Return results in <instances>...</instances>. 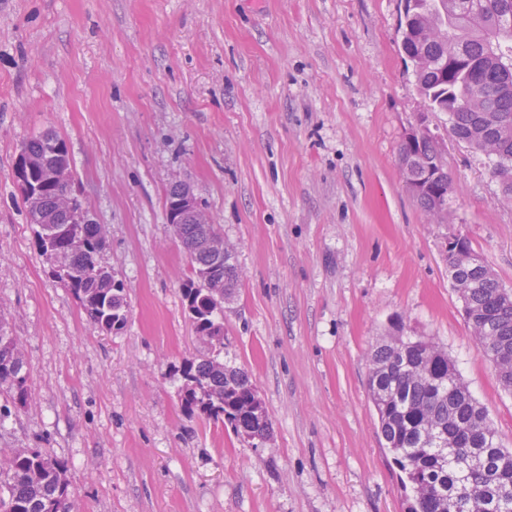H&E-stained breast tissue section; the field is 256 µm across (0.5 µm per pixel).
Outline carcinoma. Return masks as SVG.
Listing matches in <instances>:
<instances>
[{
  "mask_svg": "<svg viewBox=\"0 0 512 512\" xmlns=\"http://www.w3.org/2000/svg\"><path fill=\"white\" fill-rule=\"evenodd\" d=\"M416 9L399 19L405 31L426 17L448 26L442 39L411 47L431 66L414 69L421 94L433 112L448 113L450 131L473 149L485 152L493 137L498 152L488 154L503 197L512 199V0H415ZM465 65L448 71V58ZM38 167H21L29 223L39 227L38 243L53 272L77 299L90 323L118 333L128 322L124 285L98 263L106 246L102 225L84 218L88 211L72 192L71 182H54L51 173L72 169L67 146L55 132L26 143L19 155ZM399 165L409 189L426 213L448 210L453 182L441 161L438 139L403 140ZM222 235L218 224H177L175 238L188 258L189 274L182 299L195 335L210 353L179 369L190 382L182 406L238 436L266 440L272 422L253 407L256 392L248 373L230 367L216 353L224 348V301L235 293L241 274L235 253L219 257L207 240ZM451 278L466 285L460 296L474 323L481 354H502L497 371L503 387L512 390V295L504 292L488 265H469L448 253ZM368 385L381 435L394 455L403 488L425 490L405 499V512H454L453 501L468 498L474 512H512V450L503 446L486 410L460 381L448 354L431 355L427 340L405 336L372 346ZM29 370L6 320L0 317V397L16 410L28 401ZM431 415L445 424L452 448H434L423 440L422 425ZM0 512H73L66 464L40 448L11 452L0 463Z\"/></svg>",
  "mask_w": 512,
  "mask_h": 512,
  "instance_id": "carcinoma-1",
  "label": "carcinoma"
}]
</instances>
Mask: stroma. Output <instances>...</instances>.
I'll return each mask as SVG.
<instances>
[{
    "mask_svg": "<svg viewBox=\"0 0 512 512\" xmlns=\"http://www.w3.org/2000/svg\"><path fill=\"white\" fill-rule=\"evenodd\" d=\"M403 0H0V316L30 370L0 454L67 464L74 512H404L367 357L393 336L443 348L512 448V393L478 350L448 272L469 242L512 289V201L417 87ZM442 139L448 211L399 167L418 124ZM107 230L98 256L128 323L92 327L27 221L16 166L45 131ZM190 185L235 247L226 365L272 420L253 444L181 405L208 352L181 296L165 197Z\"/></svg>",
    "mask_w": 512,
    "mask_h": 512,
    "instance_id": "35a3bbf8",
    "label": "stroma"
}]
</instances>
